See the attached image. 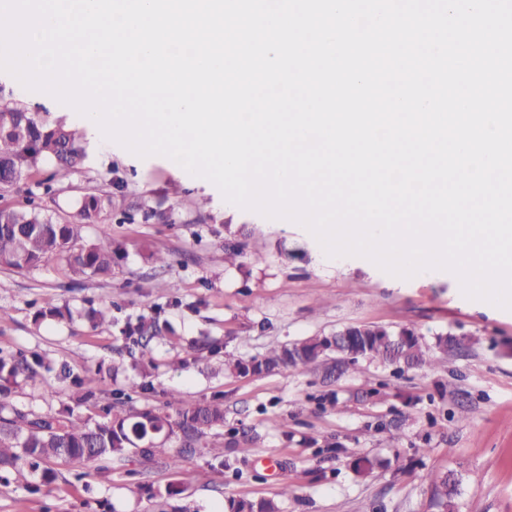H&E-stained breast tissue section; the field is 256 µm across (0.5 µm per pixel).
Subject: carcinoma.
I'll return each mask as SVG.
<instances>
[{"label": "carcinoma", "instance_id": "1", "mask_svg": "<svg viewBox=\"0 0 512 512\" xmlns=\"http://www.w3.org/2000/svg\"><path fill=\"white\" fill-rule=\"evenodd\" d=\"M86 158L84 134L61 120L32 115L18 104L0 101V191L16 186L43 165L53 171L45 181L36 183L44 193L54 192L52 183H62L77 171ZM29 192L24 205L0 208V267L27 271L52 258L66 261L72 280L87 277L108 278L116 249L110 241L77 245L88 224H98L112 214V195L85 194L74 211L62 218L43 212ZM336 358L347 369L363 360L403 364L408 368L425 367L432 362L428 346L410 328L394 331L381 326H354L334 336H313L291 344L274 347L264 356L244 363L224 359L225 368L237 374L261 376L276 371ZM25 360L0 358V398L9 391L12 380L23 369ZM165 406L176 408L170 415L160 408H125L122 398H115L101 420L91 424L75 409L53 416H33L13 411L0 415V471H20L41 461L65 460L91 462L121 460L131 452L154 457L166 455V441L157 435L169 432L191 446L209 431L224 426V402L211 401L186 405L182 393H165ZM436 504L448 506V476H426ZM224 512H280L273 500L258 501L232 498Z\"/></svg>", "mask_w": 512, "mask_h": 512}]
</instances>
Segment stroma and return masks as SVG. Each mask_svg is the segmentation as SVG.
Segmentation results:
<instances>
[{"mask_svg": "<svg viewBox=\"0 0 512 512\" xmlns=\"http://www.w3.org/2000/svg\"><path fill=\"white\" fill-rule=\"evenodd\" d=\"M0 99L35 115L79 125L76 113L0 71ZM78 173L42 199L61 215L89 192L112 195V214L87 225L90 240L122 246L112 275L76 287L62 259L24 271L0 268V356H42L52 371L17 375L9 408L52 415L73 405L61 369L85 376L96 398L81 406L97 420L116 392L135 407H160L166 391L188 403L221 398L219 442L230 468L213 466L203 445L172 440L180 469L130 454L100 470L50 462L37 491L0 484V512H224L227 498L274 499L281 512H512V310L463 296L456 276L389 275L363 257L327 256L302 226L226 202L210 181L188 177L167 157L137 156L86 132ZM238 242L236 265L224 248ZM167 256L164 265L148 253ZM68 305L69 322L37 319L45 299ZM109 323L94 327L89 309ZM148 327L153 365L138 364L124 331ZM415 329L432 346L421 369L366 362L341 374L310 365L264 376L228 374L239 359L347 326ZM448 333L459 348H435ZM377 459L371 474L353 462ZM455 485L449 509L434 504L427 473ZM292 495L282 496L283 487Z\"/></svg>", "mask_w": 512, "mask_h": 512, "instance_id": "obj_1", "label": "stroma"}]
</instances>
